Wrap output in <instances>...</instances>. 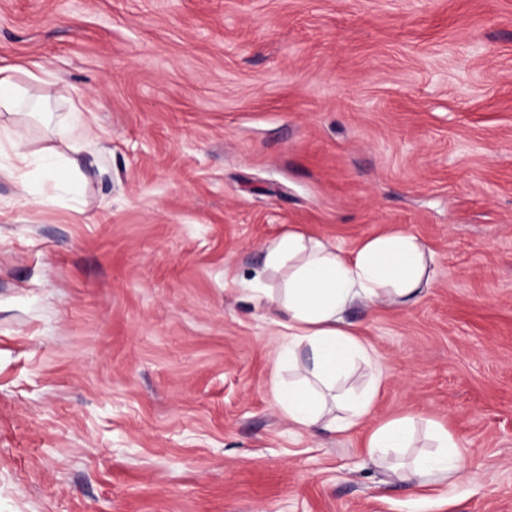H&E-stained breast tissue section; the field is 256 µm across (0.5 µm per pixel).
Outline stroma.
Wrapping results in <instances>:
<instances>
[{
    "instance_id": "35a3bbf8",
    "label": "stroma",
    "mask_w": 512,
    "mask_h": 512,
    "mask_svg": "<svg viewBox=\"0 0 512 512\" xmlns=\"http://www.w3.org/2000/svg\"><path fill=\"white\" fill-rule=\"evenodd\" d=\"M0 66L79 109V205L0 154V512H512V0H0ZM107 167L112 179L101 182ZM291 229L431 254L418 302L345 313L377 384L345 433L289 425L270 317L230 284ZM430 422L411 487L365 444ZM413 437V420L399 418L376 428L368 438L369 454L373 457L386 448H407ZM433 435L440 449L434 454L420 457L412 468L394 472L397 480L420 484L433 473L454 472L460 468L458 447L448 433V428L436 424L433 426Z\"/></svg>"
}]
</instances>
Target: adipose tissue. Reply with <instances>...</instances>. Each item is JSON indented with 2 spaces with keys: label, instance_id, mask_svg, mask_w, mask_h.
<instances>
[{
  "label": "adipose tissue",
  "instance_id": "obj_1",
  "mask_svg": "<svg viewBox=\"0 0 512 512\" xmlns=\"http://www.w3.org/2000/svg\"><path fill=\"white\" fill-rule=\"evenodd\" d=\"M42 99L29 95L13 68H0V149L9 148L13 168L27 201L45 202V187L72 202L83 195V180L74 160L92 141V128L84 113H73L58 131L61 146L36 151L23 148L18 134L8 122L9 116L43 112ZM429 254L413 235L396 230L366 240L357 250L346 254L333 245L288 231L269 245L264 265L253 277L237 280L236 285L249 300L264 309L287 336L282 349L285 357H294L298 348H307L309 373L315 386L272 381L271 394L294 427L312 432L318 429L342 432L353 428L372 412L376 387L358 396L337 391L356 363H371V352L359 340L343 317L352 304L370 309L388 303L414 301L428 287ZM286 271L280 289L270 288L271 273ZM436 453L420 457L410 469L396 472L397 480L422 483L434 473L457 471L460 457L447 428L433 427Z\"/></svg>",
  "mask_w": 512,
  "mask_h": 512
}]
</instances>
